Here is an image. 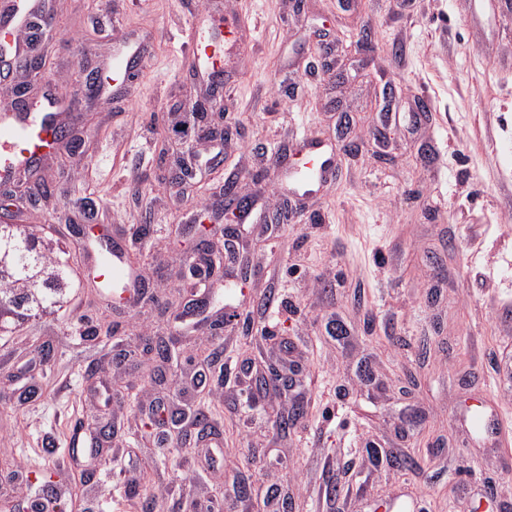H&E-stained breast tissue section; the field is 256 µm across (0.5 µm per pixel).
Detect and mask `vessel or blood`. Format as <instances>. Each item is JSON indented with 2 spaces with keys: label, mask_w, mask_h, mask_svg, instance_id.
<instances>
[{
  "label": "vessel or blood",
  "mask_w": 512,
  "mask_h": 512,
  "mask_svg": "<svg viewBox=\"0 0 512 512\" xmlns=\"http://www.w3.org/2000/svg\"><path fill=\"white\" fill-rule=\"evenodd\" d=\"M54 21L45 10L43 0H0V67L22 66L29 49L19 45L16 35L22 30L44 33ZM111 80L126 95H133L145 73L144 63L152 52L149 41L130 42L124 36L113 38ZM191 53L197 61L198 76L220 82L224 72V19L213 16L196 29ZM62 128L61 114L51 95L24 102L18 99L0 101V185H13L20 174L38 165L51 154ZM303 147L307 160L296 164L272 157L268 169L273 177H288L297 190L309 193L327 184L334 174V160L320 142L307 140ZM107 236L89 233V268L103 281L118 288L120 299H128L137 291L138 280L127 267L119 248L103 250Z\"/></svg>",
  "instance_id": "b4317fda"
}]
</instances>
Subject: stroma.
<instances>
[{"mask_svg":"<svg viewBox=\"0 0 512 512\" xmlns=\"http://www.w3.org/2000/svg\"><path fill=\"white\" fill-rule=\"evenodd\" d=\"M49 4L58 33L33 53L80 146L59 143L39 178L51 193L30 201L24 178L9 212L69 257L71 286L0 330V459L15 470L0 496L37 500L35 471L75 494L71 512H130L134 485L152 512H512V0H222L238 22L231 81L197 147L228 141L183 187L170 130L201 95L186 32L210 0ZM116 30L153 40L127 101L85 87ZM306 137L337 147L336 176L297 199L265 157ZM228 180L297 218L242 226L251 277L225 266L207 319L182 323L198 233L222 245ZM192 209L203 223H183ZM90 222L141 273V305L93 287L72 232ZM228 307L244 316L231 329ZM104 322L111 336L91 339ZM273 367L297 375L288 399L247 404ZM32 385L43 395L23 399ZM291 399L307 414L284 432ZM157 401L186 420L146 425ZM475 413L499 417L492 438L472 433Z\"/></svg>","mask_w":512,"mask_h":512,"instance_id":"stroma-1","label":"stroma"}]
</instances>
